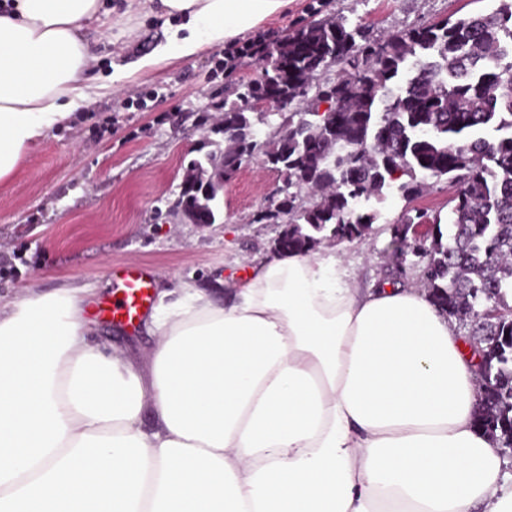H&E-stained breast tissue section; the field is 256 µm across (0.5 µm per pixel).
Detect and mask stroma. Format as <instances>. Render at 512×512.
<instances>
[{
  "mask_svg": "<svg viewBox=\"0 0 512 512\" xmlns=\"http://www.w3.org/2000/svg\"><path fill=\"white\" fill-rule=\"evenodd\" d=\"M498 0H293L286 14L267 19L256 32L274 47L312 22L344 18L380 37L412 25L465 17L495 8ZM168 30L162 18L120 25L99 37L97 75L134 63ZM223 46L135 75L96 102L79 107L68 125L52 130L30 154L16 178L0 183V295L32 286L51 292L90 284L99 296L91 306L98 340L147 355L155 338L144 323L127 327L102 318L114 294V267L149 268L156 289L195 278L223 295L239 261L274 256L281 227L258 222L260 211L281 198L283 177L259 163L243 164L225 181L221 224L177 223L168 211L191 159L222 140L213 128L225 105L238 101L243 84L261 76L258 59L245 56L219 68ZM455 193L447 179H425L413 201L400 195L377 203V230L346 242L344 266L354 288L365 292L387 279L423 287L413 255L391 260L390 227L409 207L435 213Z\"/></svg>",
  "mask_w": 512,
  "mask_h": 512,
  "instance_id": "35a3bbf8",
  "label": "stroma"
}]
</instances>
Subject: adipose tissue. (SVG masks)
I'll return each instance as SVG.
<instances>
[{
  "instance_id": "obj_1",
  "label": "adipose tissue",
  "mask_w": 512,
  "mask_h": 512,
  "mask_svg": "<svg viewBox=\"0 0 512 512\" xmlns=\"http://www.w3.org/2000/svg\"><path fill=\"white\" fill-rule=\"evenodd\" d=\"M157 1L168 43L111 83L289 3ZM111 13L0 5V182L100 95L85 33ZM94 296L26 287L0 302V512H512L468 349L427 292L358 293L332 247L262 262L223 298L183 279L148 316L145 365L96 343Z\"/></svg>"
}]
</instances>
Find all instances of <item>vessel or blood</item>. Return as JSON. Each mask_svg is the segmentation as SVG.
<instances>
[{
	"label": "vessel or blood",
	"instance_id": "obj_1",
	"mask_svg": "<svg viewBox=\"0 0 512 512\" xmlns=\"http://www.w3.org/2000/svg\"><path fill=\"white\" fill-rule=\"evenodd\" d=\"M115 286L119 295L104 314L111 320L134 325L152 303L154 277L143 267L129 265L117 271Z\"/></svg>",
	"mask_w": 512,
	"mask_h": 512
}]
</instances>
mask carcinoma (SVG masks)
I'll list each match as a JSON object with an SVG mask.
<instances>
[{"mask_svg": "<svg viewBox=\"0 0 512 512\" xmlns=\"http://www.w3.org/2000/svg\"><path fill=\"white\" fill-rule=\"evenodd\" d=\"M336 68V79L322 75ZM244 85L224 126H255L263 98L287 100L290 133L273 145L227 141L220 155L192 160L188 192L172 215L214 224L223 180L244 159L279 162L287 195L257 221L288 224L292 250L368 234L373 200H410L425 178L458 185L448 223L417 209L391 226V240L423 264L433 302L470 325L488 381L482 427L512 443V0L488 13L372 38L339 19L285 38ZM328 104L325 111L320 106ZM309 191L301 201L302 191ZM415 224H426L416 242Z\"/></svg>", "mask_w": 512, "mask_h": 512, "instance_id": "cac0c4a2", "label": "carcinoma"}]
</instances>
